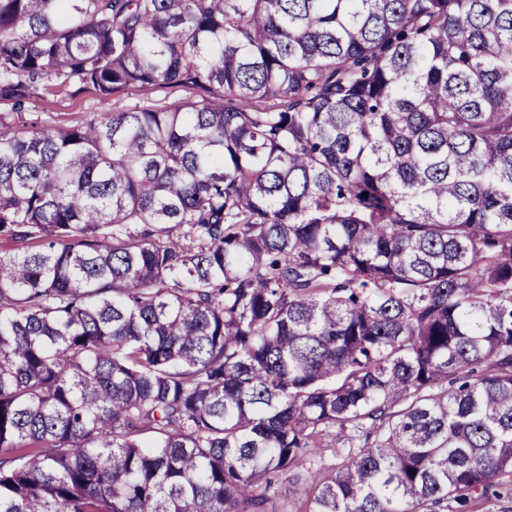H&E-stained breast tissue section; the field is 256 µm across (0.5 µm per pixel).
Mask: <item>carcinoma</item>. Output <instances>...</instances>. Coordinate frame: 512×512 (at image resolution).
Returning <instances> with one entry per match:
<instances>
[{
	"label": "carcinoma",
	"instance_id": "carcinoma-1",
	"mask_svg": "<svg viewBox=\"0 0 512 512\" xmlns=\"http://www.w3.org/2000/svg\"><path fill=\"white\" fill-rule=\"evenodd\" d=\"M39 85L186 95L0 113V512L512 499V0H0ZM169 90L144 91L139 88L130 89L122 94L102 99L93 90L73 93V90H45L38 88L35 98L25 104L23 113H34L48 125L65 126L75 124L88 113L106 115L111 112L126 110L135 104L163 103L181 95L182 92L169 93ZM166 97V99H164Z\"/></svg>",
	"mask_w": 512,
	"mask_h": 512
}]
</instances>
